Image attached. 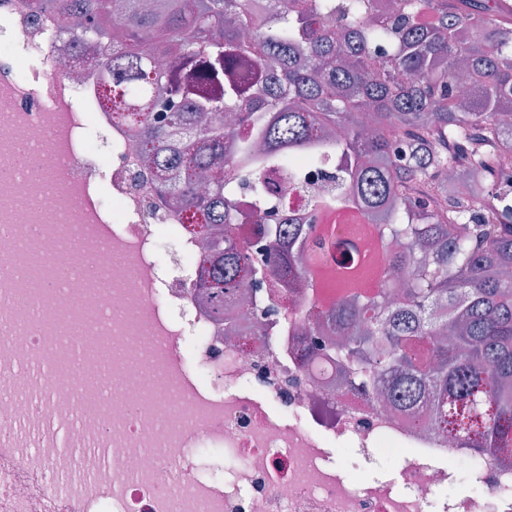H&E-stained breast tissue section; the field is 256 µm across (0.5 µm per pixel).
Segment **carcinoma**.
<instances>
[{"label": "carcinoma", "instance_id": "carcinoma-1", "mask_svg": "<svg viewBox=\"0 0 512 512\" xmlns=\"http://www.w3.org/2000/svg\"><path fill=\"white\" fill-rule=\"evenodd\" d=\"M108 45L102 95L158 163V189L185 221L235 223L247 191L268 210L262 174L297 158L340 162L325 209L358 208L400 244L365 295L346 271L323 314L322 346L368 394L489 452L512 448V25L494 0H31ZM121 30L111 45L109 14ZM168 58L164 69L158 57ZM212 112L231 116L207 123ZM457 168L452 184L438 172ZM315 222L263 228L285 248L259 263L229 234L200 287L218 315L244 273L296 288L312 275Z\"/></svg>", "mask_w": 512, "mask_h": 512}]
</instances>
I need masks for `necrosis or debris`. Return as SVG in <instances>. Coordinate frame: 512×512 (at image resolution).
Segmentation results:
<instances>
[{
    "label": "necrosis or debris",
    "instance_id": "obj_1",
    "mask_svg": "<svg viewBox=\"0 0 512 512\" xmlns=\"http://www.w3.org/2000/svg\"><path fill=\"white\" fill-rule=\"evenodd\" d=\"M103 53L29 0H0V433L20 432L0 448V512H512V455L337 376L317 331L335 280H269L212 313L197 280L225 229L185 223L157 192L151 154L101 100ZM269 178L281 219H307L335 191L305 165ZM237 205L227 230L266 257L249 196ZM319 222L333 228L326 248L358 253L359 288L382 279L389 251L366 216ZM50 243L59 276L41 305L81 323L78 336L32 327L23 300L13 259ZM344 448L400 464L354 476L336 460Z\"/></svg>",
    "mask_w": 512,
    "mask_h": 512
}]
</instances>
